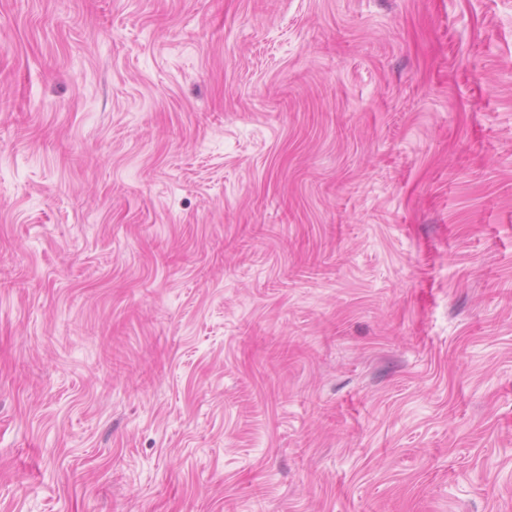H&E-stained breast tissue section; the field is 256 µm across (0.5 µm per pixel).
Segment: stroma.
I'll list each match as a JSON object with an SVG mask.
<instances>
[{"mask_svg": "<svg viewBox=\"0 0 512 512\" xmlns=\"http://www.w3.org/2000/svg\"><path fill=\"white\" fill-rule=\"evenodd\" d=\"M0 512H512V0H0Z\"/></svg>", "mask_w": 512, "mask_h": 512, "instance_id": "1", "label": "stroma"}]
</instances>
